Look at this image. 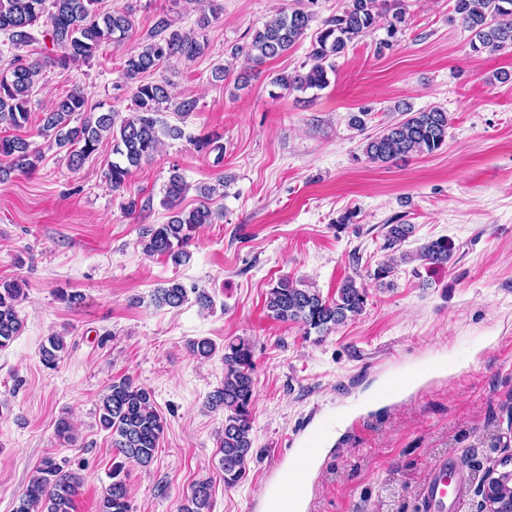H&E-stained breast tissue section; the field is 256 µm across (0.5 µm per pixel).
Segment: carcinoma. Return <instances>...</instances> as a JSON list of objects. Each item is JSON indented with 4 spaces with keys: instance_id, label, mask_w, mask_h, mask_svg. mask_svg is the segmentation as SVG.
I'll list each match as a JSON object with an SVG mask.
<instances>
[{
    "instance_id": "obj_1",
    "label": "carcinoma",
    "mask_w": 512,
    "mask_h": 512,
    "mask_svg": "<svg viewBox=\"0 0 512 512\" xmlns=\"http://www.w3.org/2000/svg\"><path fill=\"white\" fill-rule=\"evenodd\" d=\"M307 2L313 4L316 0ZM97 3L98 0H0V31L8 34L13 45L21 46L31 40L29 29L44 18L50 24L51 41L62 50L60 61L86 62L94 57L102 43H123L133 27L131 10L100 13L95 8ZM305 3L266 22L253 33L249 43L231 49V58L243 55L256 68L299 43L313 19ZM454 10L464 28L473 33L470 42L473 51L497 52L512 47V0H455ZM383 16L388 37L394 38L403 31L406 11L401 0H345L342 11L322 21L300 69L276 75L271 85L289 91L327 88L329 74L336 73L335 59L349 44L369 33ZM201 52L202 45L193 33L173 30L162 19L150 41L134 47L125 60L124 77L136 84L130 117L119 121L115 112H98L85 118L80 126H70L71 117L85 111L86 106L82 92L75 89L58 98L53 109L44 113L42 130L53 133L56 145L68 148V164L73 169L83 165L98 149L103 137L111 136L116 160L106 173V183L118 191L125 187L131 168L158 151L160 136L179 139L184 135L181 128L168 126L157 118L170 98L167 85L143 83L140 76L157 70L174 57L190 60ZM41 70V63L17 58L8 71L0 72V121L15 127L28 123L31 92ZM405 114L404 119L387 124L376 135L366 138L363 154L370 162L385 164L410 154H431L447 143L448 113L443 109L436 106L419 112L407 109ZM0 156L10 159L8 165L0 167V181L15 171H33L40 160V155L21 138L0 139ZM185 191L183 177L172 173L162 204L173 215L167 223L151 225L143 232L146 253L165 257L178 265L189 259L187 247L198 229L215 219L206 200L216 193V187H201L204 202L188 211L179 208ZM411 233L409 224L389 225L382 248L392 250L400 246ZM418 258L433 265H446L451 258V247L446 241H432L420 248ZM23 295L24 288L17 282L0 284V350L7 348L22 332L24 322L18 304ZM186 296L184 285L173 281L157 289L154 300L160 306L178 308ZM366 298V289L352 278L343 281L336 297L331 299L322 297L315 289L300 288L292 280L282 278L269 289L266 309L277 321L302 325L307 334L323 333L359 315ZM64 350L63 337H48L41 349L43 365L56 368ZM255 370L250 340L236 338L228 342L224 345V383L207 398L209 409L224 411L220 464L228 487L244 477L245 464L253 448L251 413ZM99 423L110 432L119 454L143 467L152 463L165 421L155 408L150 390L129 378L112 382L100 401ZM511 464V460L502 458L479 478L480 509L493 502L497 512H512ZM121 473L120 465L112 469V482L105 489L100 512H131L128 487ZM81 485V476L67 468V460L46 457L13 512H73ZM211 508L210 484L196 483L183 512H211Z\"/></svg>"
}]
</instances>
